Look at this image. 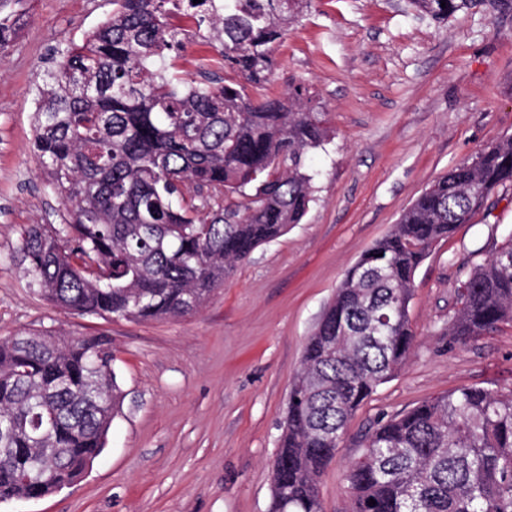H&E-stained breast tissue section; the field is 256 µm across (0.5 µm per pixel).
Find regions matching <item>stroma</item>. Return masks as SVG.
<instances>
[{
    "label": "stroma",
    "instance_id": "35a3bbf8",
    "mask_svg": "<svg viewBox=\"0 0 512 512\" xmlns=\"http://www.w3.org/2000/svg\"><path fill=\"white\" fill-rule=\"evenodd\" d=\"M112 0H29L0 56V338L112 339L122 408L80 480L0 512H269L288 389L345 271L446 170L512 135V12L475 0L445 20L405 0H312L273 51L271 87L309 84L333 138L311 155L301 224L258 247L197 313L137 323L67 312L15 261L25 230L63 223L34 154L33 84ZM512 231V187L436 245L415 274L413 352L351 420L323 472L324 512H346V472L380 419L465 386H512V327L461 346L445 334L457 289Z\"/></svg>",
    "mask_w": 512,
    "mask_h": 512
}]
</instances>
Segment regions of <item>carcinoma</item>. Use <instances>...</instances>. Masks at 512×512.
Wrapping results in <instances>:
<instances>
[{
  "mask_svg": "<svg viewBox=\"0 0 512 512\" xmlns=\"http://www.w3.org/2000/svg\"><path fill=\"white\" fill-rule=\"evenodd\" d=\"M310 2L112 0L82 43L56 51L34 87L33 149L69 220L26 232L30 287L81 314L180 317L302 222L305 159L330 129L306 83H269L273 46ZM408 2L446 19L474 0ZM22 3L0 0L1 54ZM186 23L216 51L200 80L173 63ZM508 185L511 135L437 177L347 270L289 391L270 512H323L319 478L349 422L414 347L417 268ZM458 296L451 343L512 324V233ZM113 362L106 336L0 339V502L47 497L100 455L122 406ZM346 480L348 512H512V386L462 387L378 422Z\"/></svg>",
  "mask_w": 512,
  "mask_h": 512,
  "instance_id": "1",
  "label": "carcinoma"
}]
</instances>
